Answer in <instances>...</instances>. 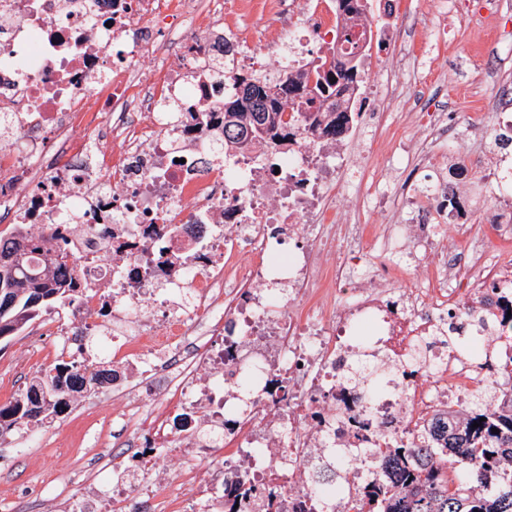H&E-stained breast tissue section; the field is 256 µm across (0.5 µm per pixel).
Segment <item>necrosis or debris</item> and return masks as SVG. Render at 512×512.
I'll return each instance as SVG.
<instances>
[{"label": "necrosis or debris", "instance_id": "necrosis-or-debris-1", "mask_svg": "<svg viewBox=\"0 0 512 512\" xmlns=\"http://www.w3.org/2000/svg\"><path fill=\"white\" fill-rule=\"evenodd\" d=\"M347 20L335 0H0V222L41 236L74 268L83 296L54 333L107 337L112 389L126 425L112 445L151 447L145 467L86 481L85 512H224V488L278 484L284 512L319 496L345 505L365 479L312 489L313 459L336 445L390 436L444 445L478 375L433 344L401 389L371 399L340 381L371 322L391 361L447 325L460 305L500 315L512 294V194L497 166L463 150L456 121L416 114L418 137L393 147L404 165L456 164L457 181L399 191L403 220L352 223L344 119L312 132L294 115L288 150L224 146V90L260 67L284 73L314 44L338 55ZM179 101L178 123L163 102ZM491 185L473 237L459 180ZM413 252L361 273L349 255ZM456 247H449V239ZM406 282L397 291V282ZM256 386L251 414L234 396ZM236 455L215 456L225 439Z\"/></svg>", "mask_w": 512, "mask_h": 512}]
</instances>
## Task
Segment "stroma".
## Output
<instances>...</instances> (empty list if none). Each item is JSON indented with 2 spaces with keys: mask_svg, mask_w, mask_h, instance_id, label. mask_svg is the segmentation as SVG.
<instances>
[{
  "mask_svg": "<svg viewBox=\"0 0 512 512\" xmlns=\"http://www.w3.org/2000/svg\"><path fill=\"white\" fill-rule=\"evenodd\" d=\"M369 2L367 18L376 37L364 52L362 73L379 72L383 60L397 48L387 35L389 18H409L416 23L415 66L405 81L424 84L425 91L396 103L378 129L359 121L361 138L375 137L377 146L359 168L350 171V192H359L381 175L403 179V172L393 171L388 164L385 151L409 133L410 114L428 108L457 114L470 127L465 153L492 154L494 144L482 135L484 98L492 80L486 60H500L512 76V0H458L459 10L448 21V39L437 46L431 45L426 24L435 11L434 0H396L391 16L385 14L383 0ZM51 320V315H42L25 331L0 341V404L12 400L37 371L53 366V359L45 353L54 342L46 334ZM117 407L111 389L102 388L77 398L38 432H13L0 439V495L7 500L6 512H57L42 492L46 481L76 495L102 463L114 468L130 466L132 449L112 445V413Z\"/></svg>",
  "mask_w": 512,
  "mask_h": 512,
  "instance_id": "stroma-1",
  "label": "stroma"
}]
</instances>
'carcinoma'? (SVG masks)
<instances>
[{
	"label": "carcinoma",
	"instance_id": "carcinoma-1",
	"mask_svg": "<svg viewBox=\"0 0 512 512\" xmlns=\"http://www.w3.org/2000/svg\"><path fill=\"white\" fill-rule=\"evenodd\" d=\"M336 8L352 21L364 19L368 0H336ZM362 57L361 50L342 60L323 54L303 65L289 64L284 79L254 73L237 78L235 89L224 96V136L242 145H273L286 136L282 116L287 106L314 113L311 125H320V117L338 111L336 97L357 88ZM1 252H19L22 259L11 271H0V291L11 289L10 309L0 310V337L14 336L40 311L68 306L78 298L76 274L63 271V261L42 252L38 241L21 233L0 237ZM462 316L465 322H450L448 335L440 340L478 363L483 377L466 402L464 421L448 435V446L431 448L424 457L420 449L395 441L379 460L367 452L331 448L315 463L313 486L340 481L341 472L354 462L371 469L356 490L357 512H512V390L500 379L512 368V353L503 354L492 337L483 335L491 327L482 311L465 306ZM356 340L358 350L342 379L368 399L419 370L416 359L394 366L369 365L362 360L371 350L369 342L361 336ZM98 365L90 377L83 374V365L64 361L38 372L12 401L0 405V429L37 430L77 396L112 382V369L104 361ZM494 428L498 432H492ZM281 498L277 485L257 494L239 482L224 494V512H282Z\"/></svg>",
	"mask_w": 512,
	"mask_h": 512
}]
</instances>
